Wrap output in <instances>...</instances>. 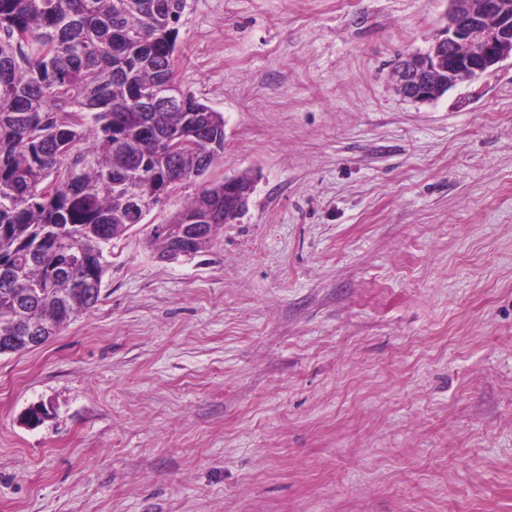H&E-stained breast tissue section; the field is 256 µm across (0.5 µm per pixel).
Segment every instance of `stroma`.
<instances>
[{
  "label": "stroma",
  "mask_w": 512,
  "mask_h": 512,
  "mask_svg": "<svg viewBox=\"0 0 512 512\" xmlns=\"http://www.w3.org/2000/svg\"><path fill=\"white\" fill-rule=\"evenodd\" d=\"M447 9L188 0L176 79L224 156L112 242L94 310L0 355V512H512V59L393 89ZM241 172L247 211L159 259ZM254 189L255 181H250L247 184L240 185L233 177L224 180L223 183L204 188L196 197L189 201L174 215L169 224L163 225L161 231H165L174 241L170 252L169 236L164 237L160 232H154V239L152 243H160L161 258L165 259V255L168 254L170 259L178 257L188 258L194 254V251L196 256L205 247V245L211 241L212 237L201 243V245L194 250L196 243L209 237L212 231V236H215L218 233V230L224 225V192L231 196V205L233 208L231 215H235L237 218L246 211L249 199L253 194ZM217 204L220 207H223L224 215H222L221 219L215 220L214 223L217 224L215 227V224H207V222L211 223L208 215L203 217L199 216L205 214L206 206L210 207ZM235 216H233L232 219H235ZM194 217L199 218L188 221ZM173 224L183 225L175 227L172 226Z\"/></svg>",
  "instance_id": "obj_1"
}]
</instances>
